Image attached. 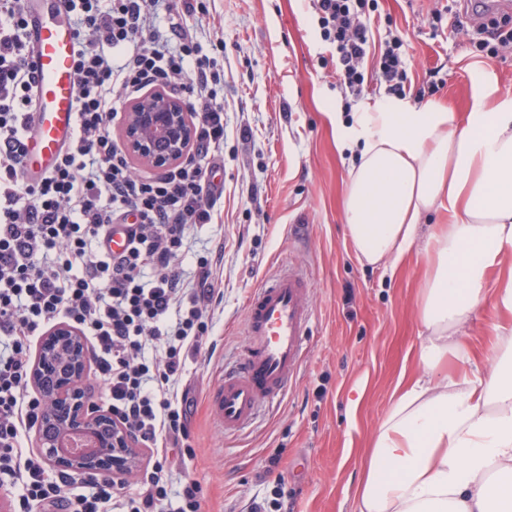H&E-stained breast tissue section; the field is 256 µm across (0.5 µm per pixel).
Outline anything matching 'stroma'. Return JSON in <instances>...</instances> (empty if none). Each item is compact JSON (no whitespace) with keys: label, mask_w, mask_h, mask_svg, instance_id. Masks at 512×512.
<instances>
[{"label":"stroma","mask_w":512,"mask_h":512,"mask_svg":"<svg viewBox=\"0 0 512 512\" xmlns=\"http://www.w3.org/2000/svg\"><path fill=\"white\" fill-rule=\"evenodd\" d=\"M381 30L408 45V76L431 71L438 100L471 103L476 69L512 94V53L474 51L470 31L444 20L432 32V0H378ZM209 30L224 40V212L202 242L224 246V300L213 318V351L188 358L183 381L190 443L186 470L202 489L203 512H352L374 431L400 375H417L423 327L419 288L427 270L416 249L396 274L367 268L345 235L340 201L350 161L328 117L343 104L308 0H211ZM250 127L252 136L240 131ZM303 274L313 320L297 377L247 429L225 433L206 397L246 347L249 295L282 267ZM281 462L267 472V458Z\"/></svg>","instance_id":"35a3bbf8"}]
</instances>
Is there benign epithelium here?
<instances>
[{"label":"benign epithelium","instance_id":"7a95c632","mask_svg":"<svg viewBox=\"0 0 512 512\" xmlns=\"http://www.w3.org/2000/svg\"><path fill=\"white\" fill-rule=\"evenodd\" d=\"M192 127L185 104L161 91L132 105L121 130V143L136 161L154 169L186 158ZM88 347L81 332L67 323L43 337L31 371L43 397L36 447L50 466L77 475H132L139 450L128 431L94 407L83 387Z\"/></svg>","mask_w":512,"mask_h":512}]
</instances>
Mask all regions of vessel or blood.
<instances>
[{
	"instance_id": "obj_1",
	"label": "vessel or blood",
	"mask_w": 512,
	"mask_h": 512,
	"mask_svg": "<svg viewBox=\"0 0 512 512\" xmlns=\"http://www.w3.org/2000/svg\"><path fill=\"white\" fill-rule=\"evenodd\" d=\"M31 63L38 76L23 178L40 179L56 164L75 129L74 61L77 37L65 0L26 8ZM308 283L297 273L277 276L247 302V352L224 374L208 404L225 433L246 428L263 404L281 397L299 370L303 338L312 319Z\"/></svg>"
}]
</instances>
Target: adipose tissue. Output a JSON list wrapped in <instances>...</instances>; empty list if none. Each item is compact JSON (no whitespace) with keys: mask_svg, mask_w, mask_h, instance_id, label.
Returning a JSON list of instances; mask_svg holds the SVG:
<instances>
[{"mask_svg":"<svg viewBox=\"0 0 512 512\" xmlns=\"http://www.w3.org/2000/svg\"><path fill=\"white\" fill-rule=\"evenodd\" d=\"M351 154L343 197L357 260L397 271L423 242L421 375L398 382L377 426L354 512H512V96L486 70L468 112L388 98L337 119ZM445 221L420 239L422 216ZM494 353L478 361L461 333L485 309ZM458 372L444 374L445 358Z\"/></svg>","mask_w":512,"mask_h":512,"instance_id":"1","label":"adipose tissue"}]
</instances>
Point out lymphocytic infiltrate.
Listing matches in <instances>:
<instances>
[{
	"label": "lymphocytic infiltrate",
	"instance_id": "lymphocytic-infiltrate-1",
	"mask_svg": "<svg viewBox=\"0 0 512 512\" xmlns=\"http://www.w3.org/2000/svg\"><path fill=\"white\" fill-rule=\"evenodd\" d=\"M377 0H310L335 60L337 85L360 98L368 82L406 97L412 83L398 36L373 38ZM78 40L76 132L35 184L23 179L36 75L29 63L21 0H0V487L13 512H201V490L186 480L169 491L187 447L178 396L188 357L209 339L224 293L223 246L201 256L191 278L179 266L191 232L222 221L223 191L210 173L224 158V41L209 39L206 0H68ZM178 20L161 27V13ZM472 46L512 51V16H486ZM183 98L193 138L187 160L137 171L112 127L127 103L151 91ZM128 237L103 249L111 225ZM60 322L93 347L106 407L154 460L135 483L50 474L27 449L43 401L29 389L31 348Z\"/></svg>",
	"mask_w": 512,
	"mask_h": 512
}]
</instances>
